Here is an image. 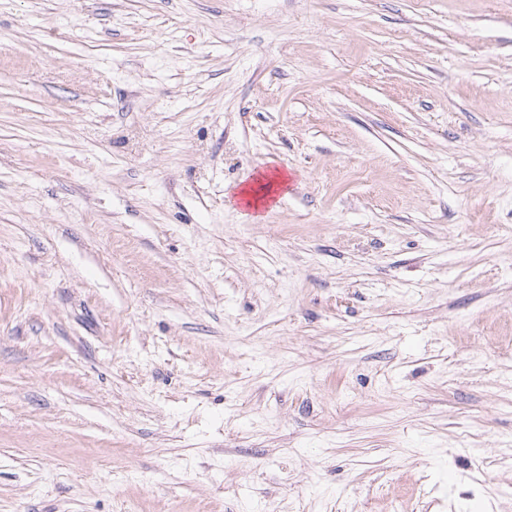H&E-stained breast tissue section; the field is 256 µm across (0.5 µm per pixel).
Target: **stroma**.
I'll return each instance as SVG.
<instances>
[{
	"label": "stroma",
	"instance_id": "1",
	"mask_svg": "<svg viewBox=\"0 0 512 512\" xmlns=\"http://www.w3.org/2000/svg\"><path fill=\"white\" fill-rule=\"evenodd\" d=\"M0 512H512V0H0ZM264 178L267 179L266 184H264L261 178H258L254 184L248 187L250 190H241L240 195L247 199V202L242 200L239 201V205L241 207L248 208L249 206H254L255 208H258L259 200L266 198L268 195H271V191L274 186H280L286 183V180L283 179L280 175L272 179L266 176H264Z\"/></svg>",
	"mask_w": 512,
	"mask_h": 512
}]
</instances>
